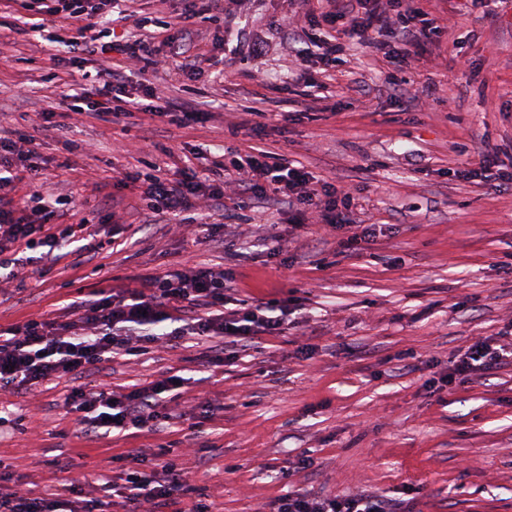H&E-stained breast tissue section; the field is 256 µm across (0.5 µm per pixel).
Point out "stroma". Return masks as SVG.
<instances>
[{"label": "stroma", "instance_id": "obj_1", "mask_svg": "<svg viewBox=\"0 0 512 512\" xmlns=\"http://www.w3.org/2000/svg\"><path fill=\"white\" fill-rule=\"evenodd\" d=\"M418 5L446 30L413 46L409 64L355 45L328 69L284 50L281 0H256L248 15L196 22V53L219 60L204 72L173 63L141 74L118 54L106 63L125 94L160 89L162 107L201 122L125 130L89 113L56 132L44 115L60 111L71 65L47 81L39 41L0 0V122L35 135L43 192L98 213L86 230L102 243L63 245L45 277L20 253L23 284L0 286V331L59 300L194 265L232 266L231 307L275 301L289 320L216 365L199 356L221 338L185 336L0 394V493L44 498L76 479L96 497L119 457L165 447L211 512H276L291 491L382 494L401 512H512V361L445 382L458 351L512 333V181L459 175L477 152L512 155V4ZM302 69L317 94L295 81ZM257 147L350 188L375 242L340 253L337 235L295 227L287 207L257 198L225 201L212 236L186 235L151 220L120 181L140 157L170 175L198 148L227 165ZM111 207L123 223L102 222ZM171 375L184 385L149 431L81 435L65 408L78 385L127 392Z\"/></svg>", "mask_w": 512, "mask_h": 512}]
</instances>
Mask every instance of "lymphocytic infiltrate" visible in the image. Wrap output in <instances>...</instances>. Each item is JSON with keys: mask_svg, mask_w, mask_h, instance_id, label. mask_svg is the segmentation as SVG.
I'll return each mask as SVG.
<instances>
[{"mask_svg": "<svg viewBox=\"0 0 512 512\" xmlns=\"http://www.w3.org/2000/svg\"><path fill=\"white\" fill-rule=\"evenodd\" d=\"M24 10L25 24L42 33L45 46H53L55 38L46 32V20H63L73 24L65 47L68 53L124 55L126 60L159 70L169 64L170 54L155 46L157 34L148 30L134 13H123L122 22L132 29L118 40L107 39L98 29L95 15L101 14L108 0H15ZM327 27L339 39L375 52H388L389 37H398L403 45L395 60L405 64L407 45L430 38L438 27L420 9L418 0H324L319 16L309 17L303 34L308 42L319 39L320 27ZM71 82L78 93L62 91L66 117L95 112L125 124H142L155 118L186 126L198 120L195 112H176L143 103L134 98L116 99L109 71L91 72L77 69ZM36 153V137L18 127L0 125V282L15 277L12 261L4 252L48 249L56 250L75 238L82 227L60 224V212L70 209L68 195H44L35 181L38 171L32 159ZM196 166L178 170L169 178L139 170L123 174L152 214L179 220L195 234L211 231V211L217 202L250 191L256 195L273 194L280 203L294 211L298 224L309 215H317L329 232H340L338 246L350 250L370 241L375 234L372 225L357 223L353 217L349 195L325 182L314 186L308 173L281 161L271 160L269 152L257 153L233 162L231 171L215 173L207 166L208 154H195ZM29 178L31 186L22 196H13L17 182ZM233 273L228 269L190 268L158 277L143 279L137 289L120 295L100 291L97 298H76L66 304L68 321L46 316L32 317L8 328L0 339V391H27L53 378L77 375L111 357L125 352L133 354L160 349L170 336L158 332L159 324L185 323L198 336H228L235 341L274 336L281 332L284 320L274 307L240 309L224 313V293ZM508 352L505 346H494L486 340L472 344L457 357L448 373L449 382L466 383L479 371L496 367ZM177 379L170 376L145 388L125 393L73 389L66 404L81 414L80 424L111 433L112 430L147 428L160 416L158 395L176 390ZM133 468L120 473L119 483L105 482L104 491L124 492V512H164L177 498L192 495L189 484L177 464L160 456L145 458L132 453ZM165 471L166 482L141 471L145 461ZM278 512H395L391 499L357 494L341 500L317 499L303 494L283 497Z\"/></svg>", "mask_w": 512, "mask_h": 512, "instance_id": "f902f5d3", "label": "lymphocytic infiltrate"}]
</instances>
